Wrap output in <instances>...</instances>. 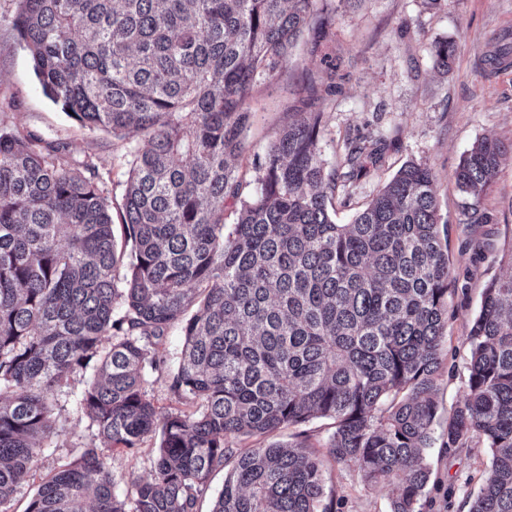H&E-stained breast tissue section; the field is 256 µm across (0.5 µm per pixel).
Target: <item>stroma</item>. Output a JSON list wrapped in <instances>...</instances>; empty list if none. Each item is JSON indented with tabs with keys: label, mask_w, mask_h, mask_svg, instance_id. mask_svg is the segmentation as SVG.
Here are the masks:
<instances>
[{
	"label": "stroma",
	"mask_w": 512,
	"mask_h": 512,
	"mask_svg": "<svg viewBox=\"0 0 512 512\" xmlns=\"http://www.w3.org/2000/svg\"><path fill=\"white\" fill-rule=\"evenodd\" d=\"M315 7L331 12L334 22L323 40L305 34L278 74L255 84L246 130L251 150L237 159L236 167L244 181L254 183V163L281 134L289 112L299 105L302 87L332 82L334 92L315 104L323 114L319 149L325 169H340L345 138L386 143L382 162L351 187V206H337V223H350L355 210L406 163L431 169L440 236L458 278L448 298L443 370L437 380V425L442 428L466 387L469 354L463 338L480 309L483 288L492 278L512 274V265L503 260L512 253V153L503 157L481 204L492 214V223H467L464 196L454 178L462 157L478 141L494 137L512 143V63L493 74L483 63L494 46L512 47V0H439L434 6L426 0H362L354 9L343 0H316ZM16 10V0H0V127L67 144L71 163L94 165L105 197L119 207L128 178L125 141L80 127L43 95L32 57L13 27ZM443 40L453 41L456 49L446 72L436 69L432 59L434 44ZM329 58L341 63L332 80L326 77ZM89 378L85 371L73 374L66 393L55 396L53 417L62 433L45 441L10 512H25L45 476L97 445L79 404ZM158 444V435L152 434L141 447L104 450L116 494L129 495L133 479L149 477ZM426 462L431 477L422 512H467L469 497L489 474L491 456L473 441L453 453L430 448ZM325 478L335 512H389L393 487L368 484L356 467H329Z\"/></svg>",
	"instance_id": "35a3bbf8"
}]
</instances>
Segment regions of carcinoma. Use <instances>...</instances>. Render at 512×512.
Returning <instances> with one entry per match:
<instances>
[{
	"label": "carcinoma",
	"instance_id": "carcinoma-1",
	"mask_svg": "<svg viewBox=\"0 0 512 512\" xmlns=\"http://www.w3.org/2000/svg\"><path fill=\"white\" fill-rule=\"evenodd\" d=\"M316 0H17L14 27L45 96L82 127L128 147L120 211L66 147L0 130V512L59 435L48 395L76 370L79 403L106 448L160 433L151 475L114 491L88 448L47 476L26 512H333L328 466L397 483L389 512H421L426 451L473 439L490 474L468 512H512V276L490 280L465 337L466 388L435 436L436 381L453 277L434 175L401 167L349 224L332 217L337 181L378 166L384 146L350 141L325 171L322 113L299 110L269 147L256 189L229 164L260 78H272ZM454 45L433 47L450 67ZM512 145L479 141L455 170L469 224ZM240 203L230 231L224 205ZM183 325L171 390L190 412L160 418L146 376L165 363L164 328ZM331 421L326 454L234 440Z\"/></svg>",
	"mask_w": 512,
	"mask_h": 512
}]
</instances>
